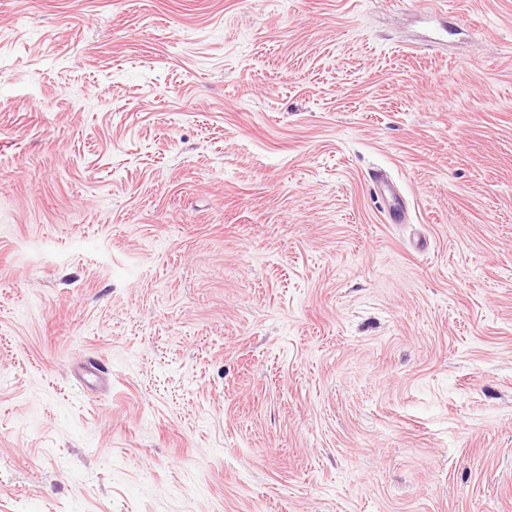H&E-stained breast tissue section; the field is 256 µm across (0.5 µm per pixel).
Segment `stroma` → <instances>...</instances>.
I'll return each mask as SVG.
<instances>
[{"label":"stroma","mask_w":512,"mask_h":512,"mask_svg":"<svg viewBox=\"0 0 512 512\" xmlns=\"http://www.w3.org/2000/svg\"><path fill=\"white\" fill-rule=\"evenodd\" d=\"M422 2L0 0V512H512V0ZM374 184L379 190V194L386 201V215L389 223L400 224L405 218V206L403 200L396 194L392 184L383 178L377 176Z\"/></svg>","instance_id":"35a3bbf8"}]
</instances>
